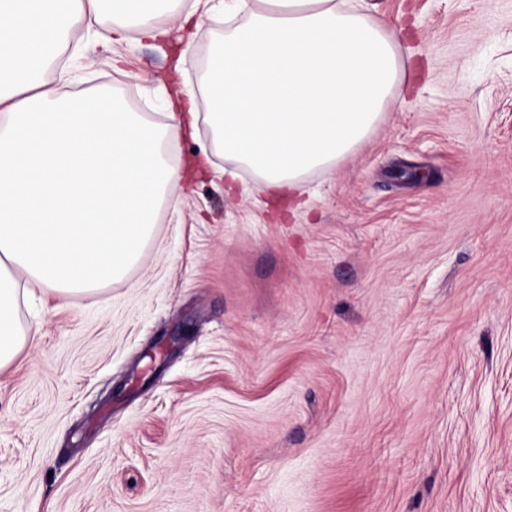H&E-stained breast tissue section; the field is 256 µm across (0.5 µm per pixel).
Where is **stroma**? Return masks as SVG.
<instances>
[{
	"label": "stroma",
	"instance_id": "stroma-1",
	"mask_svg": "<svg viewBox=\"0 0 512 512\" xmlns=\"http://www.w3.org/2000/svg\"><path fill=\"white\" fill-rule=\"evenodd\" d=\"M366 2L411 84L354 155L243 195L196 96L140 263L22 303L0 512H512V0ZM181 8L191 40L79 30L43 82L165 123L224 33L218 0Z\"/></svg>",
	"mask_w": 512,
	"mask_h": 512
}]
</instances>
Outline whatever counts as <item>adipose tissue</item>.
<instances>
[{"label":"adipose tissue","mask_w":512,"mask_h":512,"mask_svg":"<svg viewBox=\"0 0 512 512\" xmlns=\"http://www.w3.org/2000/svg\"><path fill=\"white\" fill-rule=\"evenodd\" d=\"M179 2L0 0V371L35 336L25 293L92 294L140 262L159 206L180 200L166 147L198 120L174 103L157 125L110 90L62 96L41 74L77 24L162 40L157 18ZM224 13L200 76L222 175L232 185L245 169L257 192L296 196L377 130L403 90L400 46L363 0H224Z\"/></svg>","instance_id":"obj_1"}]
</instances>
